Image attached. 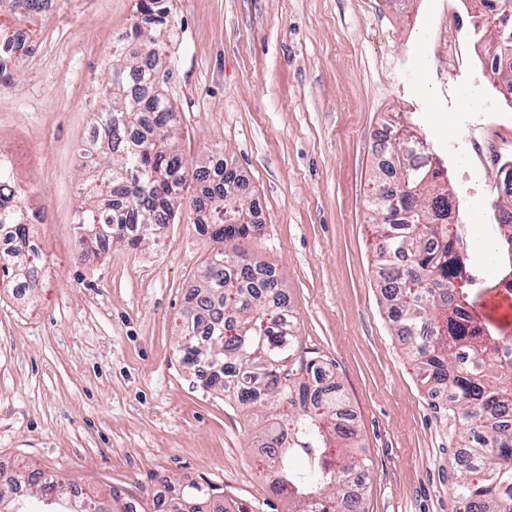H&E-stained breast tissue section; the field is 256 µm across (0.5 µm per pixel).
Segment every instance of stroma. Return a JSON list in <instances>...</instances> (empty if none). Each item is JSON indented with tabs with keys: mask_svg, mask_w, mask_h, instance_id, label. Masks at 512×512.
<instances>
[{
	"mask_svg": "<svg viewBox=\"0 0 512 512\" xmlns=\"http://www.w3.org/2000/svg\"><path fill=\"white\" fill-rule=\"evenodd\" d=\"M166 92L185 160L223 145L263 226L302 360L327 363L355 416L367 512H454L457 420L418 382L374 277L368 206L378 133L411 126L448 172L452 221L483 283L474 306L512 337L496 223L512 106L483 62L492 28L463 0H172ZM137 0H57L21 22L31 52L0 92V153L47 221L29 227L40 288H0V464L140 496L207 480L250 512H285L262 476L255 408L204 391L177 327L213 243L192 219L154 242L79 253L82 150Z\"/></svg>",
	"mask_w": 512,
	"mask_h": 512,
	"instance_id": "35a3bbf8",
	"label": "stroma"
}]
</instances>
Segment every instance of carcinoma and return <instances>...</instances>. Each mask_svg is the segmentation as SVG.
Segmentation results:
<instances>
[{"instance_id": "1", "label": "carcinoma", "mask_w": 512, "mask_h": 512, "mask_svg": "<svg viewBox=\"0 0 512 512\" xmlns=\"http://www.w3.org/2000/svg\"><path fill=\"white\" fill-rule=\"evenodd\" d=\"M45 0H0V17L43 15ZM169 0H139L125 47L112 53L101 84L105 103L90 146L92 173L80 187L75 219L79 248L106 239L132 247L153 239L187 206L194 223L222 244L211 250L184 315L182 360L207 389L245 406L274 410L256 435L272 470L271 490L287 512H366L358 435L333 373L309 360L296 364L293 316L274 270L254 266L240 243L260 236L251 221L247 185L234 166L209 160L188 167L176 149L178 115L161 79V30L171 26ZM25 35L0 24V84L7 64L27 53ZM416 137L390 143V168L375 176L369 201L377 235L375 273L397 335L431 396L445 395L457 414L456 512H512V422L498 419L512 401V362L491 352L512 344L495 336L474 310L477 283L450 218V194L439 163L414 161ZM194 194L184 197L187 182ZM12 165L0 154V283L39 287L38 251L26 212L14 203ZM499 204L496 246L512 260V191ZM73 483L16 468L0 479V512H159L135 499L112 509L76 500ZM166 512H250L224 502L219 489L188 481L172 490Z\"/></svg>"}]
</instances>
